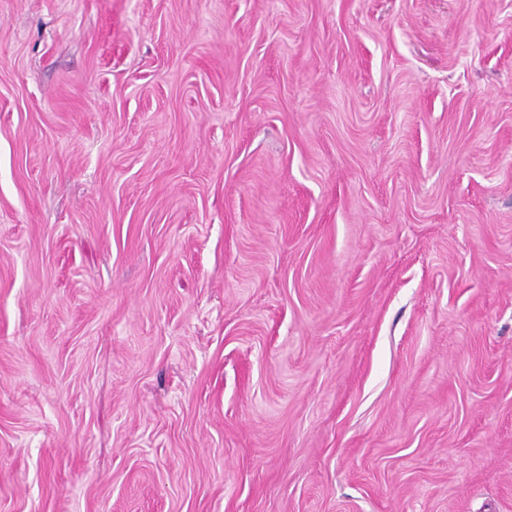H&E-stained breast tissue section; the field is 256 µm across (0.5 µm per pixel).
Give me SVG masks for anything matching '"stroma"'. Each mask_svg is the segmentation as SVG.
I'll list each match as a JSON object with an SVG mask.
<instances>
[{
    "label": "stroma",
    "mask_w": 512,
    "mask_h": 512,
    "mask_svg": "<svg viewBox=\"0 0 512 512\" xmlns=\"http://www.w3.org/2000/svg\"><path fill=\"white\" fill-rule=\"evenodd\" d=\"M0 512H512V0H0Z\"/></svg>",
    "instance_id": "stroma-1"
}]
</instances>
